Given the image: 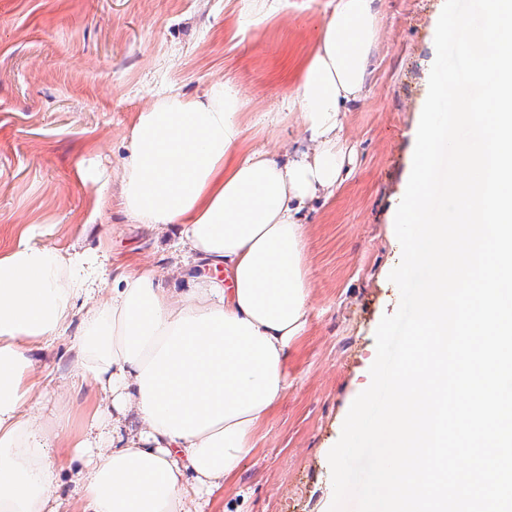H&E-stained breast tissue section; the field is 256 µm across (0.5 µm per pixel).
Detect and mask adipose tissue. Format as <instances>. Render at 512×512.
<instances>
[{"label":"adipose tissue","mask_w":512,"mask_h":512,"mask_svg":"<svg viewBox=\"0 0 512 512\" xmlns=\"http://www.w3.org/2000/svg\"><path fill=\"white\" fill-rule=\"evenodd\" d=\"M336 0L281 110L299 147L253 148L236 87L173 91L139 113L122 168L126 214L177 228L193 260L230 282L177 292L132 261L102 281L100 256L21 244L0 254V512H62L53 441L65 438L79 512H189L223 487L287 391L288 351L308 322L304 218L348 175L342 116L362 99L379 18ZM82 324L71 378L99 405L79 428L36 409L37 351ZM136 431L123 433L128 415Z\"/></svg>","instance_id":"ef3b65f1"}]
</instances>
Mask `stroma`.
Listing matches in <instances>:
<instances>
[{
    "instance_id": "35a3bbf8",
    "label": "stroma",
    "mask_w": 512,
    "mask_h": 512,
    "mask_svg": "<svg viewBox=\"0 0 512 512\" xmlns=\"http://www.w3.org/2000/svg\"><path fill=\"white\" fill-rule=\"evenodd\" d=\"M336 0H288L276 21L250 23L227 0H0V253L19 243L97 249L166 276L223 279L184 262L176 229L132 222L121 205L127 135L139 112L169 89L201 94L234 82L251 144L283 154L301 139L279 111ZM444 0H374L380 20L364 98L349 105L350 174L306 216L309 322L291 347L288 390L258 430L237 474L195 512H328V453L349 408L371 383L375 331L396 312L389 273L402 250L388 232L412 170L416 123L428 94ZM90 167L99 182L82 181ZM78 325L36 357L46 415L80 424L101 393L90 383L57 393L69 374Z\"/></svg>"
}]
</instances>
